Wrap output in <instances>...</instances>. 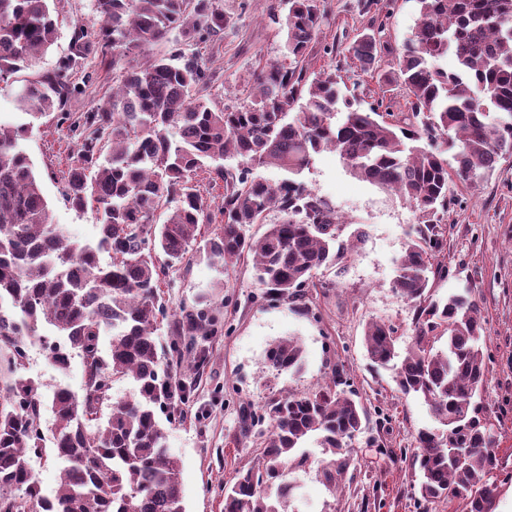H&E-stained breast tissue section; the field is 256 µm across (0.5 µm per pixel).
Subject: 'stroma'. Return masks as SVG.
Segmentation results:
<instances>
[{
  "instance_id": "stroma-1",
  "label": "stroma",
  "mask_w": 512,
  "mask_h": 512,
  "mask_svg": "<svg viewBox=\"0 0 512 512\" xmlns=\"http://www.w3.org/2000/svg\"><path fill=\"white\" fill-rule=\"evenodd\" d=\"M223 5L230 18L223 41L200 50L215 74L201 98L213 108L246 103L254 71L283 61V20L290 7L288 0H223ZM324 7L327 20L305 62L308 77L339 75L361 109L384 100L394 111H407L411 97L399 77L397 53L419 21L417 0H324ZM55 18L57 39L38 60L40 72L53 69L68 54L75 23L92 28L98 22L93 0H61ZM366 34L381 42L373 69L349 51ZM0 121L32 122L22 147L33 161L54 223L73 240H95L98 215L74 211L61 192L60 175L76 146L75 136L59 127L54 116L29 120L16 109L13 88L4 83ZM301 178L335 204L350 228L365 230L342 269L319 270L302 300L269 302L249 263L227 271L210 264L202 255V235L186 260L168 272L164 297L170 307L217 294L226 326L205 343L202 375L180 371V382L192 387L185 419L161 423L180 463L185 512H224L225 484L237 470L257 466V442L240 432L243 411L320 389L336 364L343 366L349 390L367 413L364 430L353 441L356 477L342 492L329 490L320 475L329 456L316 437H309L300 448L307 463L291 474L297 485L291 512H427L416 497L419 479L411 459L418 431L434 428L435 421L421 398L398 390L391 370L371 367L363 345L365 325L372 320L397 326L399 347L412 342L415 310L394 290L393 279L422 219L397 196L353 178L336 153L315 156ZM452 190L447 209L432 218L444 229L448 267L447 277L436 279L432 292L444 299L467 290L480 303L490 361L476 404L480 419L499 439L495 477L501 486L495 512H512V156L501 158L479 184L458 182ZM291 334L303 346L302 369L296 374L273 371L265 352L274 340ZM25 373L47 396L59 387L83 391L84 364L76 355L63 371L50 362L43 346H31Z\"/></svg>"
}]
</instances>
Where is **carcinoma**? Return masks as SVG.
Instances as JSON below:
<instances>
[{"label": "carcinoma", "instance_id": "1", "mask_svg": "<svg viewBox=\"0 0 512 512\" xmlns=\"http://www.w3.org/2000/svg\"><path fill=\"white\" fill-rule=\"evenodd\" d=\"M417 2L419 22L398 57L411 111L391 121L389 110L354 106L332 74L307 81L303 62L326 20L323 0H292L285 22L290 63L262 68L247 104L217 109L194 92L211 83L198 47L222 40L230 22L218 0H94L99 28L75 24L69 54L47 72L34 66L57 39V0H0V82L17 84L24 113L54 112L69 130H82L63 194L75 211L91 206L100 215L94 242L67 237L20 147L29 125L0 124V512H185L180 464L157 411L181 415L175 401L185 400V390L172 369L191 355L196 371L204 370L200 344L222 331L221 310L199 300L172 311L161 284L166 270L186 259L201 226H214L205 243L212 263L228 270L250 255L268 300L292 301L318 270L342 267L364 234L358 228L344 240L346 221L333 203L295 180L315 155L338 154L355 178L427 218L448 202L453 179L475 185L512 154V0ZM162 42L171 43L169 54L126 62L130 49L146 52ZM352 51L369 65L377 41L363 39ZM450 54L456 66L446 71L438 62ZM92 56L112 64V94L75 118L67 105L89 88L90 75L77 74ZM437 134L455 148L453 171L443 152L416 144ZM231 156L242 158V167H224ZM267 167L288 178L269 183L258 173ZM202 170L209 184H224L216 208L193 182ZM273 210L281 219L262 237L245 233ZM443 251L442 228L425 224L397 266L393 288L415 308L412 344L399 353L398 328L372 321L364 346L374 366L392 367L399 390L420 396L438 424L415 439L421 501L459 498L467 512H492L498 437L474 403L487 379L485 320L467 290L433 297L430 275L448 273ZM164 322L172 339L162 351ZM45 325L63 339L49 345L54 363L67 365L75 351L85 367L83 394L60 387L48 406L38 383L23 374L28 344L47 343ZM102 336L111 337L105 357ZM267 363L278 373L299 372L300 341L276 340ZM102 374L131 380L134 393L111 404L105 428L94 430L111 400L98 386ZM342 375L336 367L321 390L250 413L249 435L269 422L259 431L262 465L237 471L224 486V512H288L295 490L288 470L304 465L297 451L314 434L331 454L323 482L341 488L364 417L353 392L341 388ZM45 407L53 415L49 446L37 427ZM458 448L466 449L461 460ZM34 457L62 465L51 497L31 468Z\"/></svg>", "mask_w": 512, "mask_h": 512}]
</instances>
